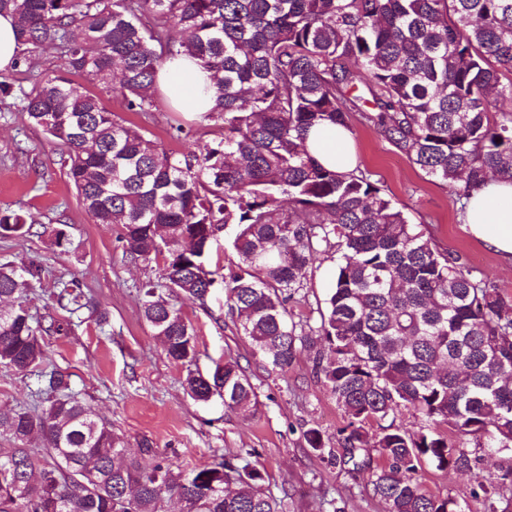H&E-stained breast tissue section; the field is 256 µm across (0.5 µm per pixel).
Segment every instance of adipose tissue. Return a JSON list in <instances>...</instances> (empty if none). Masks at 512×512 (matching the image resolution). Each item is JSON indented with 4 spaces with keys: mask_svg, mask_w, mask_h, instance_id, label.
<instances>
[{
    "mask_svg": "<svg viewBox=\"0 0 512 512\" xmlns=\"http://www.w3.org/2000/svg\"><path fill=\"white\" fill-rule=\"evenodd\" d=\"M210 82L209 73L196 60L182 57L161 71L158 85L176 105L204 112L214 105L203 91ZM307 144L319 163L339 172H350L358 164L350 134L335 125L312 127ZM464 223L476 239L512 264V181L498 179L473 188Z\"/></svg>",
    "mask_w": 512,
    "mask_h": 512,
    "instance_id": "adipose-tissue-1",
    "label": "adipose tissue"
}]
</instances>
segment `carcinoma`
I'll use <instances>...</instances> for the list:
<instances>
[{"label":"carcinoma","instance_id":"carcinoma-1","mask_svg":"<svg viewBox=\"0 0 512 512\" xmlns=\"http://www.w3.org/2000/svg\"><path fill=\"white\" fill-rule=\"evenodd\" d=\"M3 13L26 50L60 52L61 68L29 90L0 74V93L66 148V176L93 221L122 225L135 260L165 255L166 287L201 303L214 283L213 226L235 225L225 304L253 355L281 370L309 340L287 303L317 246L336 240L320 373L347 414L344 447L385 460L373 496L386 512H464L423 490V464L472 473L497 456V480L474 493L497 512V490L512 483V297L410 223L368 170L317 162L306 133L327 121L351 134L359 112L462 211L475 186L512 180V80L500 77L512 69V0H0ZM178 54L211 73L215 105L200 118L222 130L180 157L87 88L110 86L125 111L151 112L158 71ZM0 233L28 230L5 210ZM38 279L33 265L0 266V302L13 300L0 306V364L19 373L44 362V337L71 326L35 320L27 297ZM140 301L167 357L188 367L192 399L222 388L225 409L256 413L238 358L191 370V323L151 282ZM57 305L106 320L74 280ZM41 382L40 406L0 410V512H166L171 501L179 512H283L261 472L234 457L183 470L147 438L124 457V439L64 374ZM403 407L427 425L383 424Z\"/></svg>","mask_w":512,"mask_h":512}]
</instances>
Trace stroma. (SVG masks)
Instances as JSON below:
<instances>
[{
  "label": "stroma",
  "mask_w": 512,
  "mask_h": 512,
  "mask_svg": "<svg viewBox=\"0 0 512 512\" xmlns=\"http://www.w3.org/2000/svg\"><path fill=\"white\" fill-rule=\"evenodd\" d=\"M94 92L106 109L169 152L196 151L217 136L215 128L200 124L197 113L174 107L163 94H156L153 111L127 112L112 88L98 85ZM351 124L363 168L411 222L422 224L441 247L462 255L476 276L512 296V265L470 235L448 189L364 125L359 114H352ZM65 156L61 145L31 124L16 96L0 95V210L16 211L32 226L26 236L0 237V263L41 267V278L28 296L35 317L56 314L59 284L71 279L106 314L99 325L90 312H82L68 334L45 339L49 367L68 374L73 394L124 436L129 451L147 438L185 469L239 456L241 464L265 472V487L283 500L284 512H385L370 484L382 463L378 453L367 448L351 457L341 444L347 416L316 370L321 343L302 347L293 364L281 371L252 355L228 312L223 289H215L202 303L174 298L195 330L197 369L206 373L225 355L237 357L259 405L255 415L243 417L226 410L221 398L203 403L188 396L186 367L167 357L140 308L141 284L164 283L163 258L131 260L120 240V225L92 221L66 177ZM55 229L65 232L64 246L55 245ZM338 259L335 248L319 247L302 288L288 303L305 335H315L320 325ZM39 385L37 373L0 365V408H34ZM311 428L320 431L327 454L308 446L305 433ZM497 472L490 461L477 476L427 465L421 482L431 494L466 504L467 512H484L474 491L479 478Z\"/></svg>",
  "instance_id": "obj_1"
}]
</instances>
